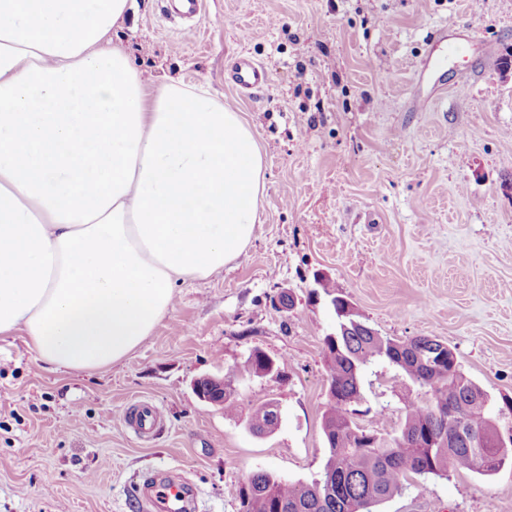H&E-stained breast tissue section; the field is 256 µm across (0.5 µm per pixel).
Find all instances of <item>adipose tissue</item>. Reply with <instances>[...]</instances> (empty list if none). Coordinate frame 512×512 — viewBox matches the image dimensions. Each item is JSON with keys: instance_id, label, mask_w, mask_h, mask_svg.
I'll return each instance as SVG.
<instances>
[{"instance_id": "1", "label": "adipose tissue", "mask_w": 512, "mask_h": 512, "mask_svg": "<svg viewBox=\"0 0 512 512\" xmlns=\"http://www.w3.org/2000/svg\"><path fill=\"white\" fill-rule=\"evenodd\" d=\"M133 0H0V337L51 370L128 358L249 244L256 138L112 44Z\"/></svg>"}]
</instances>
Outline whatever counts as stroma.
I'll use <instances>...</instances> for the list:
<instances>
[{"label":"stroma","instance_id":"obj_1","mask_svg":"<svg viewBox=\"0 0 512 512\" xmlns=\"http://www.w3.org/2000/svg\"><path fill=\"white\" fill-rule=\"evenodd\" d=\"M169 9L134 0L112 42L250 125L265 166L253 238L219 273L175 284L152 336L112 367L57 373L22 337L0 341V512H143L138 486L160 472L190 479L198 512H239L256 472L318 478L336 330L319 273L380 335L444 342L494 407L512 398V0H204L189 39ZM443 28L465 37L423 72ZM241 55L268 86L228 82ZM423 79L440 88L416 112ZM255 349L284 361L283 380L243 371ZM204 375L230 382L234 415L196 397ZM405 391L396 368L370 365L355 422L395 434ZM137 400L159 409L160 434L124 428ZM267 402L280 422L259 435L250 421ZM379 512H512V466L408 475Z\"/></svg>","mask_w":512,"mask_h":512}]
</instances>
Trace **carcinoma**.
<instances>
[{"mask_svg": "<svg viewBox=\"0 0 512 512\" xmlns=\"http://www.w3.org/2000/svg\"><path fill=\"white\" fill-rule=\"evenodd\" d=\"M316 284L331 298L337 318L336 332L325 336L323 348L336 391L323 415L328 458L320 478L310 484L254 473L238 490L239 512H373L401 490L410 473L491 474L512 462V442L500 439L488 395L463 375L453 351L439 350V341L430 336H372L330 279ZM377 360L398 367L423 391L408 390L404 420L391 437L367 431L353 419L352 405L361 400V371ZM277 419V411L265 404L254 411L251 429L270 432Z\"/></svg>", "mask_w": 512, "mask_h": 512, "instance_id": "carcinoma-1", "label": "carcinoma"}]
</instances>
